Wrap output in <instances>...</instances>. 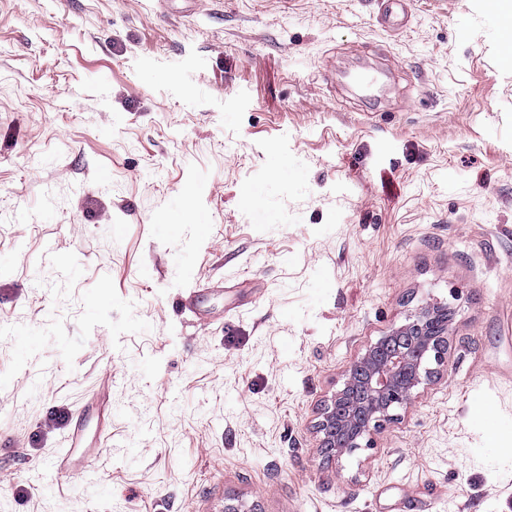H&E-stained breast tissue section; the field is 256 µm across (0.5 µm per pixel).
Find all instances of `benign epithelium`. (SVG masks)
Listing matches in <instances>:
<instances>
[{
  "instance_id": "7a95c632",
  "label": "benign epithelium",
  "mask_w": 512,
  "mask_h": 512,
  "mask_svg": "<svg viewBox=\"0 0 512 512\" xmlns=\"http://www.w3.org/2000/svg\"><path fill=\"white\" fill-rule=\"evenodd\" d=\"M448 321V310L424 306L352 363L322 413V448L339 457L361 447L382 422L393 419L395 409L411 403L436 374L432 364L442 363L433 340L446 339Z\"/></svg>"
}]
</instances>
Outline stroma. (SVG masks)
<instances>
[{"mask_svg":"<svg viewBox=\"0 0 512 512\" xmlns=\"http://www.w3.org/2000/svg\"><path fill=\"white\" fill-rule=\"evenodd\" d=\"M377 13L0 0V512H512V65L484 0ZM363 58L381 103L336 84ZM426 304L436 378L324 458L349 367ZM82 401L107 491L61 499ZM405 0H379V21L388 31L398 33L407 25ZM208 288H197L185 292L180 298V306L184 310L194 313L200 319H207L209 311L206 307V291ZM85 411L86 406L74 410L75 423L72 432L64 438L62 447L53 450L47 463V475L43 476V480L48 483L49 489L55 493H68L71 474L79 465L74 457L81 449L79 443L82 429L79 426V420L83 418Z\"/></svg>","mask_w":512,"mask_h":512,"instance_id":"1","label":"stroma"}]
</instances>
